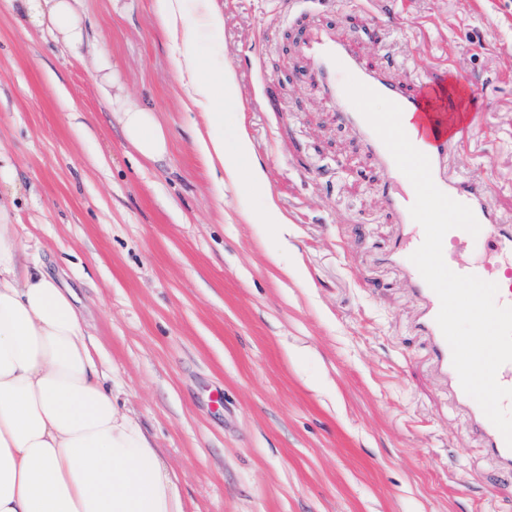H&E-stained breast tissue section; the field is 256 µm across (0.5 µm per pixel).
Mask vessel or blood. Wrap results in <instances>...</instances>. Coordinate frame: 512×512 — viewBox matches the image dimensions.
Here are the masks:
<instances>
[{"label": "vessel or blood", "instance_id": "1", "mask_svg": "<svg viewBox=\"0 0 512 512\" xmlns=\"http://www.w3.org/2000/svg\"><path fill=\"white\" fill-rule=\"evenodd\" d=\"M299 43L322 79L327 104L390 173L383 186V199L399 229L379 260L398 268L417 297L420 303L417 328L428 336L435 370L447 381L450 394L466 417L469 432L480 440L482 448L498 461L503 471L512 474V448L507 446L502 433L485 416L479 404L462 389L452 364L451 348L436 322L439 298L410 260L424 238L422 227L409 212L415 190L398 169L385 144L348 99L345 79L354 76L400 106L403 113L412 115V122L404 124L403 129L412 145L429 158L434 183L452 199L469 206L480 224V232L475 236L458 228L446 233L443 248L448 253V267L461 275H474L497 283V304L512 306V283L501 281L503 269L512 264V223L505 221L492 204L487 183L452 174L445 165L454 145L468 135L470 125L466 122L449 124L445 115L430 111V101L439 91L437 83L419 82L410 86L394 82L385 70L365 67L349 44L329 29L303 34Z\"/></svg>", "mask_w": 512, "mask_h": 512}]
</instances>
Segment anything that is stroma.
<instances>
[{
  "mask_svg": "<svg viewBox=\"0 0 512 512\" xmlns=\"http://www.w3.org/2000/svg\"><path fill=\"white\" fill-rule=\"evenodd\" d=\"M87 0L73 53L0 0V200L69 288L121 410L176 474L186 512H512V478L435 373L405 279L377 263L397 226L387 177L336 119L298 45L324 26L433 109L472 115L446 161L512 218V0H218L198 35L232 68L264 189L223 185L189 137L159 0ZM158 112L137 158L96 88ZM273 197L288 242L245 213ZM279 264H272L271 254Z\"/></svg>",
  "mask_w": 512,
  "mask_h": 512,
  "instance_id": "stroma-1",
  "label": "stroma"
}]
</instances>
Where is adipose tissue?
Wrapping results in <instances>:
<instances>
[{
    "label": "adipose tissue",
    "instance_id": "1",
    "mask_svg": "<svg viewBox=\"0 0 512 512\" xmlns=\"http://www.w3.org/2000/svg\"><path fill=\"white\" fill-rule=\"evenodd\" d=\"M21 25L48 28L72 49L85 39L82 0H14ZM157 23L175 48L172 67L191 144L204 167L231 183L265 185L244 121L225 138L224 108L236 101L232 70L206 68L200 31L223 24L217 0H161ZM102 65L99 94L113 100L126 143L143 159L168 151L169 136L146 104L116 99ZM109 373L94 358L85 319L68 289L31 253L0 204V512H185L164 459L116 405Z\"/></svg>",
    "mask_w": 512,
    "mask_h": 512
}]
</instances>
